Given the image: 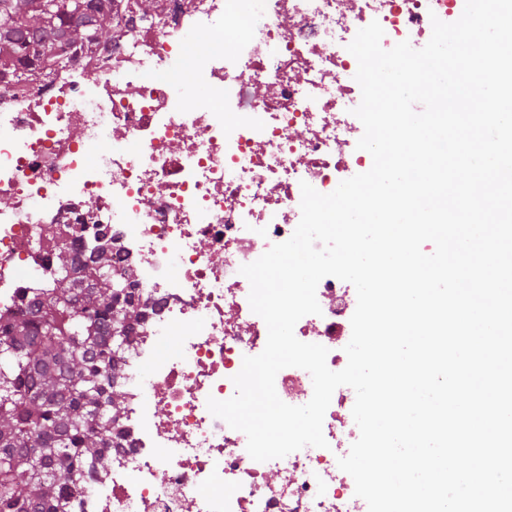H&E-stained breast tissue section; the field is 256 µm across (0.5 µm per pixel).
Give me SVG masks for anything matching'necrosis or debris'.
I'll return each instance as SVG.
<instances>
[{"instance_id": "necrosis-or-debris-1", "label": "necrosis or debris", "mask_w": 512, "mask_h": 512, "mask_svg": "<svg viewBox=\"0 0 512 512\" xmlns=\"http://www.w3.org/2000/svg\"><path fill=\"white\" fill-rule=\"evenodd\" d=\"M125 22L108 46L62 56L37 80L0 82V309L24 311L54 263V240L101 225L114 272L130 271L142 320L117 360L125 391L108 474L86 480L70 512H363L338 466L341 386L326 447L265 462L208 410L231 398L267 326L242 265L288 240L301 183L318 192L372 166L348 137L361 101L348 44L379 22L381 45L423 47L455 0H113ZM237 20L235 32L224 25ZM298 340L344 369L354 300L336 277ZM286 404L313 394L287 367Z\"/></svg>"}]
</instances>
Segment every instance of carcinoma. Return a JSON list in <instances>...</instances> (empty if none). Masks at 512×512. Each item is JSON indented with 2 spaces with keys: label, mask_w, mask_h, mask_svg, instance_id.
<instances>
[{
  "label": "carcinoma",
  "mask_w": 512,
  "mask_h": 512,
  "mask_svg": "<svg viewBox=\"0 0 512 512\" xmlns=\"http://www.w3.org/2000/svg\"><path fill=\"white\" fill-rule=\"evenodd\" d=\"M113 31L112 0H0V80ZM77 233L85 261L55 255L29 314L0 310V512H69L87 476L110 466L124 404L114 358L142 314L104 236Z\"/></svg>",
  "instance_id": "cac0c4a2"
}]
</instances>
